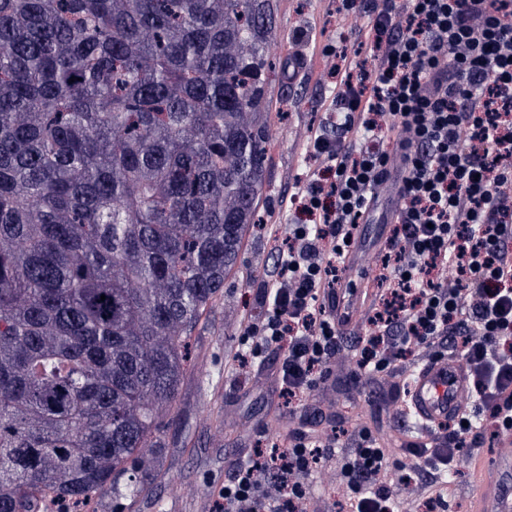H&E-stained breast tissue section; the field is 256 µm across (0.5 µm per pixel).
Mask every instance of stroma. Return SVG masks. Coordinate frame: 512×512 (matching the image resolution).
<instances>
[{
    "instance_id": "35a3bbf8",
    "label": "stroma",
    "mask_w": 512,
    "mask_h": 512,
    "mask_svg": "<svg viewBox=\"0 0 512 512\" xmlns=\"http://www.w3.org/2000/svg\"><path fill=\"white\" fill-rule=\"evenodd\" d=\"M335 8L334 0H283V17L270 53L296 59L297 64L272 90L274 99L288 102L287 119L272 121L274 147L267 179L277 194L304 166V130L324 117L323 101L329 90L322 82L320 47L339 36ZM297 27L307 28L311 39L295 48L288 43V32ZM274 233L270 226L245 239L239 276L227 282L223 297L189 340L186 376L165 427L161 472L150 491L132 501H115L108 495L96 498L83 512H212L224 475L241 449L250 446L262 427L277 426L276 406L266 399L270 378L241 383L224 365L225 351L237 344L241 313L260 308L244 276L263 275ZM493 453L488 446L478 449L474 465L465 466L449 486L448 512H470L471 486Z\"/></svg>"
}]
</instances>
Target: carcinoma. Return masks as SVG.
I'll return each mask as SVG.
<instances>
[{
  "mask_svg": "<svg viewBox=\"0 0 512 512\" xmlns=\"http://www.w3.org/2000/svg\"><path fill=\"white\" fill-rule=\"evenodd\" d=\"M281 4L0 0V512L148 490L264 223Z\"/></svg>",
  "mask_w": 512,
  "mask_h": 512,
  "instance_id": "1",
  "label": "carcinoma"
}]
</instances>
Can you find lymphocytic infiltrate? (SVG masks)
Instances as JSON below:
<instances>
[{"label": "lymphocytic infiltrate", "mask_w": 512, "mask_h": 512, "mask_svg": "<svg viewBox=\"0 0 512 512\" xmlns=\"http://www.w3.org/2000/svg\"><path fill=\"white\" fill-rule=\"evenodd\" d=\"M336 14L352 42L322 48L326 116L303 134L306 169L268 208L279 233L255 283L264 314L244 315L226 361L247 378L277 353L272 395L316 425L260 432L225 475L220 512H325L306 484L323 464L341 512H402L408 488L416 512H441L458 458L482 435L512 436V0H336ZM381 186L396 206L382 209ZM376 219V287L347 332L337 294L356 293L345 264ZM451 356L480 425L400 444L398 380ZM344 368L391 406L393 436L356 424L340 456L316 395Z\"/></svg>", "instance_id": "lymphocytic-infiltrate-1"}]
</instances>
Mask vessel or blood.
<instances>
[{"label":"vessel or blood","instance_id":"obj_1","mask_svg":"<svg viewBox=\"0 0 512 512\" xmlns=\"http://www.w3.org/2000/svg\"><path fill=\"white\" fill-rule=\"evenodd\" d=\"M409 410L423 429H432L467 414L468 375L456 359L429 363L414 372L408 386ZM471 494L478 512H512V493L475 484Z\"/></svg>","mask_w":512,"mask_h":512}]
</instances>
